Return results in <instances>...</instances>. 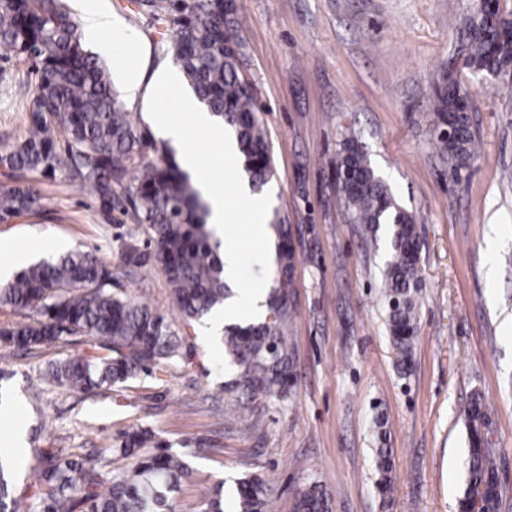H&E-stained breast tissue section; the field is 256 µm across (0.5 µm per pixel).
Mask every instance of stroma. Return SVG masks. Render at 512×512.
<instances>
[{"label": "stroma", "instance_id": "stroma-1", "mask_svg": "<svg viewBox=\"0 0 512 512\" xmlns=\"http://www.w3.org/2000/svg\"><path fill=\"white\" fill-rule=\"evenodd\" d=\"M478 0H236L244 58L240 73L262 110L274 176L271 205L295 244L293 314L288 323L297 378L286 400L229 394L232 379L220 346L203 325L178 327L188 353L126 383L90 394L52 388L32 400L31 386L49 363L83 354L85 342L11 355L0 387L15 394L0 429L22 421L24 448L81 455L119 447L143 428L190 456L192 479L179 512H201L204 491L260 473L273 512H294L309 483L330 495L332 512H458L467 469L464 409L481 394L504 489L500 512H512V66L490 75L464 67L467 21ZM116 31L87 46L113 84L136 69L145 101L124 107L142 130L144 103L156 121L183 125L187 144L208 154L212 138L180 109L181 87L155 83L174 67L171 25L135 0H97ZM452 77L469 92L477 155L452 170L433 150V87ZM35 92L28 61L0 62V144L22 139ZM356 140L392 193L412 212L421 245L423 290L408 374L396 367L382 285L385 241L367 239L338 202L336 164ZM38 212L0 222V246L54 252V241L92 252L112 265L129 297L172 315L163 270L126 267L127 243L141 226L103 215L90 188L65 171L37 177ZM227 230L242 236L237 270L245 288H270L274 264L262 243L246 238L248 214L235 206ZM497 218L507 243L488 253L484 227ZM388 449L391 488L376 467Z\"/></svg>", "mask_w": 512, "mask_h": 512}]
</instances>
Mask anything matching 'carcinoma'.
<instances>
[{"instance_id": "1", "label": "carcinoma", "mask_w": 512, "mask_h": 512, "mask_svg": "<svg viewBox=\"0 0 512 512\" xmlns=\"http://www.w3.org/2000/svg\"><path fill=\"white\" fill-rule=\"evenodd\" d=\"M152 16L172 17L170 52L199 103L220 118L237 138L243 170L255 190L273 177L269 142L253 89L240 77L242 44L235 17L224 16L221 0H140ZM79 24L62 0H0V59L36 54L37 83L27 115L26 136L0 148V169L11 185L0 189V221L40 206L35 176L68 171L94 190L102 212L114 211L144 226L149 250L128 246L125 265L149 262L164 271L170 304L184 326L224 306L228 288L224 265L206 223V205L189 175L166 160V147L132 121L118 100L100 59L83 43ZM466 65L496 74L512 65V21L498 3L477 9L468 23ZM464 90L448 77L434 88L437 126L452 125V136H437L435 149L456 164L475 153ZM157 155L146 160L147 150ZM337 166L349 172L338 184V199L351 224L378 238L386 226L390 253L385 268L389 306L388 338L401 373L409 371L416 333L415 295L422 288L420 247L414 216L399 205L354 142ZM275 240L277 277L257 323L224 327L219 339L238 377L253 398L288 397L293 358L288 336L295 254L288 225L269 224ZM112 265L93 253L69 251L43 259L0 288V312L18 319L0 324V347L32 353L44 346L87 338L85 353L51 365L40 375L33 397L57 384L89 394L123 384L183 356L172 323L147 304L112 290ZM468 430L466 487L459 500L479 501L478 512H499L502 485L490 448L489 417L482 396L465 409ZM147 431L128 434L117 448L64 459L50 448L32 449L35 480L21 485L19 450L0 440V512H175L181 482L193 477L188 460L167 448L148 450ZM128 461L110 468L112 457ZM272 489L254 473L236 481L235 512H270ZM203 512H224L223 487L203 498ZM295 512H329L325 491L308 484Z\"/></svg>"}]
</instances>
